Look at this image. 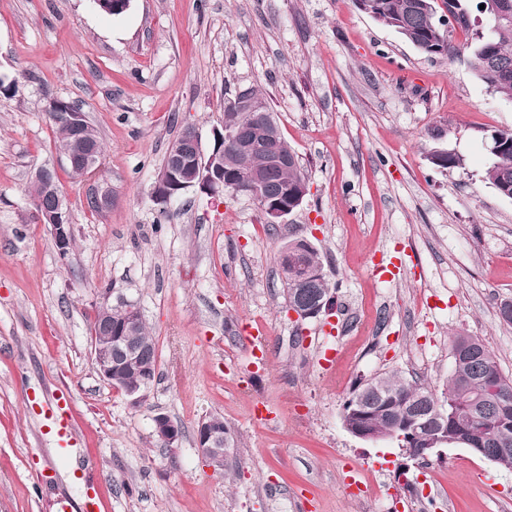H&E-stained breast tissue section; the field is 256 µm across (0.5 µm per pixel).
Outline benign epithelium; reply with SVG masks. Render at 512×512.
Returning <instances> with one entry per match:
<instances>
[{
  "label": "benign epithelium",
  "instance_id": "1",
  "mask_svg": "<svg viewBox=\"0 0 512 512\" xmlns=\"http://www.w3.org/2000/svg\"><path fill=\"white\" fill-rule=\"evenodd\" d=\"M230 105L244 108L253 116L250 133L246 136L232 125L226 124L215 131L214 146L209 154H204L201 139L196 130L190 128L170 147L169 164L160 171L153 188L157 202L167 204L179 198L190 189H196L208 196H216L223 191L243 194L256 198L263 193L267 172L286 169L296 161L295 155L283 143L278 127L268 110L266 102L249 89L240 91ZM62 118L72 127L79 142L78 149L66 155L67 162H80L88 181H96L98 161L85 146L86 117L82 112H64ZM235 154L261 150L266 156V169L255 171L248 177H242L232 163L224 158V149ZM45 191L56 198L53 209H39L43 223L51 227L55 244L60 255L69 252L71 225L65 223V201L54 178V172L47 168L39 169L34 176ZM308 194L304 189L294 196H288V190H282L277 196L264 200L263 212L266 223L281 224L294 212V205ZM282 268L290 272L295 283L308 288L317 282L305 267L298 255L283 250ZM334 308L331 292L319 291L314 298L299 296L297 304L291 308L296 320L316 318ZM96 324L92 325L90 335L93 365L99 376L109 385L121 388L124 371L137 367L142 372L141 385L125 389L129 396H142L154 374L155 364L139 356L135 339V329L141 319V311L133 302L126 303L121 320L112 321L108 307H103ZM448 413L441 408L438 400H433L427 414H422L411 406L403 422L395 426L390 434L381 436L362 427L344 424V428L354 437L367 441H389L403 451L407 459L420 461L428 459L440 449L451 445H468L465 440L448 439ZM154 434L168 448L174 447L177 439L176 427L158 416L154 419ZM197 448L209 467L215 471L224 470V420L200 421L196 433Z\"/></svg>",
  "mask_w": 512,
  "mask_h": 512
}]
</instances>
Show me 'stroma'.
<instances>
[{
	"label": "stroma",
	"instance_id": "stroma-1",
	"mask_svg": "<svg viewBox=\"0 0 512 512\" xmlns=\"http://www.w3.org/2000/svg\"><path fill=\"white\" fill-rule=\"evenodd\" d=\"M0 512H57L84 474L58 450L43 394L67 389L77 443L97 463L102 512H512V467L461 445L422 463L342 423L353 383L381 374L446 390L451 341H484L512 377V199L484 181L489 137L512 130L467 53L424 54L355 0H0ZM271 105L309 193L282 224L256 200L193 191L162 205L153 186L170 143L203 150L238 90ZM78 106L105 149L112 208L98 215L70 175L48 105ZM460 158L443 170L434 149ZM56 169L73 244L59 255L28 195ZM291 238L318 250L336 311L299 323L281 286ZM409 255L392 282L367 261ZM137 303L159 352L141 400L91 360L99 307ZM268 333L257 374L243 322ZM337 350L333 370L320 365ZM270 418H254L256 404ZM223 416L237 446L205 467L196 429ZM180 430L176 451L156 416ZM363 490L343 489L346 470Z\"/></svg>",
	"mask_w": 512,
	"mask_h": 512
}]
</instances>
